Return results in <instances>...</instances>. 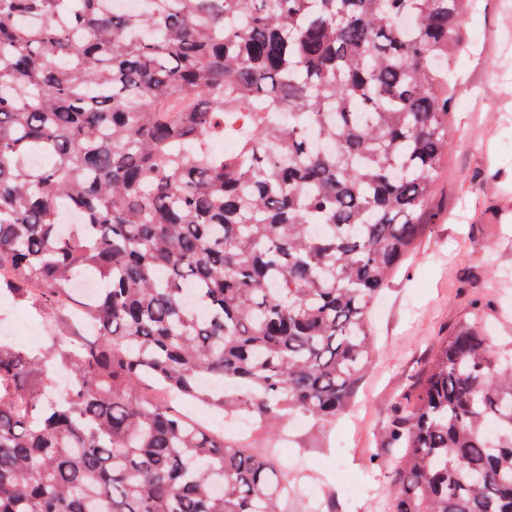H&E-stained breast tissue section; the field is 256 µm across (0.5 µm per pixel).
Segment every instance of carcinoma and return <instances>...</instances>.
Returning a JSON list of instances; mask_svg holds the SVG:
<instances>
[{"instance_id":"obj_1","label":"carcinoma","mask_w":512,"mask_h":512,"mask_svg":"<svg viewBox=\"0 0 512 512\" xmlns=\"http://www.w3.org/2000/svg\"><path fill=\"white\" fill-rule=\"evenodd\" d=\"M109 2L0 0V300L70 320L96 288L75 338L0 336V512H282L272 456L143 389L216 424L347 406L452 146L436 63L468 0ZM483 320L394 404L392 512H512V348Z\"/></svg>"}]
</instances>
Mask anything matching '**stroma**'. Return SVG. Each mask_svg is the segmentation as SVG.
Returning <instances> with one entry per match:
<instances>
[{
  "instance_id": "35a3bbf8",
  "label": "stroma",
  "mask_w": 512,
  "mask_h": 512,
  "mask_svg": "<svg viewBox=\"0 0 512 512\" xmlns=\"http://www.w3.org/2000/svg\"><path fill=\"white\" fill-rule=\"evenodd\" d=\"M467 49L448 74L453 145L426 231L370 314L375 359L335 421L283 424L288 512H390L384 431L393 405L468 321L475 301L495 346L512 344V0H472Z\"/></svg>"
}]
</instances>
